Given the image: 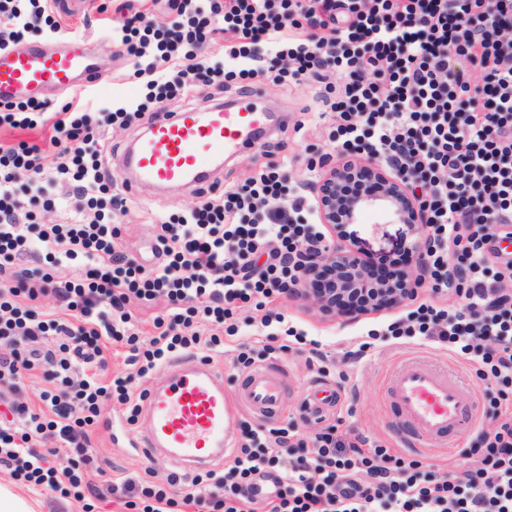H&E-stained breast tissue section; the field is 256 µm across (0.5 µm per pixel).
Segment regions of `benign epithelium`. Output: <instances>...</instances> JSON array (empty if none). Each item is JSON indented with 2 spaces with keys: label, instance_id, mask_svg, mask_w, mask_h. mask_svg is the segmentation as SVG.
<instances>
[{
  "label": "benign epithelium",
  "instance_id": "obj_1",
  "mask_svg": "<svg viewBox=\"0 0 512 512\" xmlns=\"http://www.w3.org/2000/svg\"><path fill=\"white\" fill-rule=\"evenodd\" d=\"M365 179L381 185L378 192H363L348 196L343 191L347 181ZM320 221L341 244L325 248L319 254L301 258L307 279L320 277L330 282L328 288H301L298 293L314 303L328 316L356 318L372 310L385 309L404 302L415 294L420 275L413 269L395 283L374 287L372 300L357 307L349 304V295L366 286L365 259L355 245L349 243L348 226L359 222L362 214L377 209L389 214L399 224L409 227L411 240L408 250L416 256L428 246L423 219L416 198L407 181L399 175L389 174L374 160H343L330 167L312 185Z\"/></svg>",
  "mask_w": 512,
  "mask_h": 512
}]
</instances>
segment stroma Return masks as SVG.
I'll list each match as a JSON object with an SVG mask.
<instances>
[{
  "instance_id": "stroma-1",
  "label": "stroma",
  "mask_w": 512,
  "mask_h": 512,
  "mask_svg": "<svg viewBox=\"0 0 512 512\" xmlns=\"http://www.w3.org/2000/svg\"><path fill=\"white\" fill-rule=\"evenodd\" d=\"M125 0H80L76 18L67 19L68 38L74 39L84 54L101 60L104 75L109 84L103 88L86 86L85 99L97 111L109 112L119 105L141 99L146 89L135 77L133 60L120 55L112 41V35L104 29L103 20L120 24L121 7ZM107 5L106 13H99V5ZM263 96L259 108L278 110L281 119L275 131L259 141L257 147L238 158L225 163L222 170L213 173L203 187L160 192L142 185L129 193V211L118 221L119 242L123 249L142 263L156 262L155 246L160 228V216L176 214L193 207L203 199L205 192L224 189L238 183L265 165L269 157L283 161L291 185L311 187L322 175V168L307 166L310 146L325 149L329 146L328 134L336 125L337 118L328 114L322 91L310 85L262 86ZM349 231L357 240L368 260L393 256L406 246L408 227L391 221L382 213L365 212L359 223L350 225ZM415 301L372 311L357 320L328 317L310 301L300 296H284L273 307L286 316V326L304 332L307 339L317 340L324 354L319 367H310L306 352L295 350L287 359L266 357L268 365L279 368L286 381L284 406L279 423L296 422L300 433L306 434L318 421H338L339 432L349 430L384 442L399 455L423 460L433 471L451 467L472 440L464 435L452 442L446 450H417L403 446L399 438L405 435V427L391 414L387 400V385L394 366L411 354L430 356L447 364L461 374L473 387L480 413L478 423H485L490 408L492 381L479 379L474 369L457 358L430 351L429 348H395L390 346L384 332L392 320L415 308ZM263 313L255 307L243 306L235 315V333L225 336L222 351L211 353L210 358L224 373V385L233 388L237 379L246 371L236 361L241 344H248L255 351H262L265 337L258 335L256 326ZM373 340L374 346L358 361L348 363L343 359L345 351L356 349L365 340ZM337 389L336 403L328 405L322 419H303L304 402L313 400L319 385ZM90 455L93 473L89 478L95 485H102L104 477L124 479L143 474L147 465L145 456L136 448L124 447L123 442H113L108 429L99 428L91 437ZM0 486L12 489L24 497L34 512H79L76 504L58 500L50 492L34 489L17 481L10 470L0 468Z\"/></svg>"
}]
</instances>
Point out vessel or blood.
<instances>
[{"label":"vessel or blood","mask_w":512,"mask_h":512,"mask_svg":"<svg viewBox=\"0 0 512 512\" xmlns=\"http://www.w3.org/2000/svg\"><path fill=\"white\" fill-rule=\"evenodd\" d=\"M98 84L97 64L76 44L50 47L29 41L0 50V101L34 96L42 89H72L77 81ZM266 121L255 103L207 110L186 107L154 122L124 159L133 179L160 187L199 184L217 161L244 153L258 143ZM165 381L151 388L140 406L149 422L141 442L150 459L191 472L222 462L231 445L229 421L241 408L276 415L284 382L271 368L253 369L237 393L224 389V374L210 361L193 355L173 358ZM387 395L393 414L411 427L414 441L452 442L474 425L469 388L439 367L419 358L401 362Z\"/></svg>","instance_id":"obj_1"}]
</instances>
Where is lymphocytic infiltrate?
<instances>
[{
    "label": "lymphocytic infiltrate",
    "instance_id": "obj_1",
    "mask_svg": "<svg viewBox=\"0 0 512 512\" xmlns=\"http://www.w3.org/2000/svg\"><path fill=\"white\" fill-rule=\"evenodd\" d=\"M125 9L112 39L141 60L143 99L105 114L80 102L56 112L35 99L0 106V123L53 129L48 146L0 147V385L18 390L23 373L36 370L51 384L42 412L11 405L12 423H0V466L65 501L98 497L88 479L90 433L105 398L132 402L133 378L106 375L105 346L127 345L143 378L170 357L221 347V337L202 336L199 324L223 326L240 304L264 309L262 328L284 322L271 304L302 287L297 258L318 245L315 225L301 216L303 199L282 207L287 178L272 160L161 219L159 261L142 265L116 244L113 221L126 215L128 199L104 163L101 127L130 124L201 82L235 80L242 92L261 81L312 82L324 86L339 122L331 152L309 166L363 154L420 191L431 246L418 263L428 299L388 325L391 338L448 352L493 380L489 424L463 450V463L439 472L369 437H342L333 424L305 439L289 425L248 426L232 463L206 474L215 494L174 499L179 474L153 482L155 463L107 489L130 512L189 505L254 512L266 481L275 487L267 512H512V252L505 248L512 243V0H165L150 17L127 0ZM38 16L49 38L62 36L49 0H0V50L28 40ZM205 42L240 69L195 61ZM49 183L67 186L73 222L34 220L32 207L55 203ZM23 195L30 211L20 209ZM36 242L45 260L82 263L81 275L60 281L16 268ZM48 294L54 310L38 311ZM160 296L166 313L155 318L154 335H140L130 303ZM454 296L465 299V310L450 309ZM50 336L57 349L45 348ZM47 438L53 447H40ZM476 454L480 467L466 465Z\"/></svg>",
    "mask_w": 512,
    "mask_h": 512
}]
</instances>
